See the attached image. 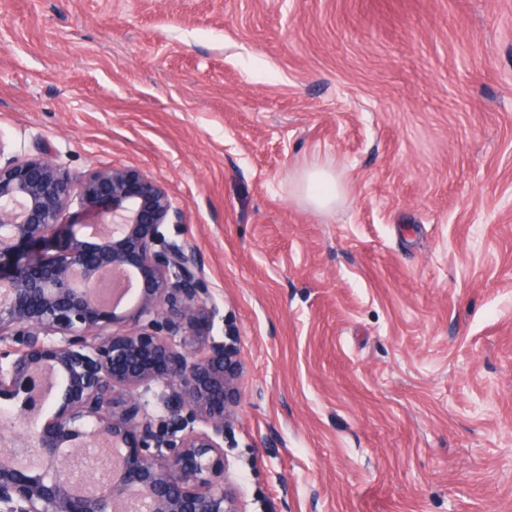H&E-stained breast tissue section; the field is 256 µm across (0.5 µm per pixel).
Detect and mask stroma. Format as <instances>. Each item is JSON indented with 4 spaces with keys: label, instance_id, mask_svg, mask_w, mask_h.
Instances as JSON below:
<instances>
[{
    "label": "stroma",
    "instance_id": "stroma-1",
    "mask_svg": "<svg viewBox=\"0 0 512 512\" xmlns=\"http://www.w3.org/2000/svg\"><path fill=\"white\" fill-rule=\"evenodd\" d=\"M0 142L166 185L249 512H512V0H0ZM301 182L305 199L314 207L328 209L336 202V177L319 162H312L303 170Z\"/></svg>",
    "mask_w": 512,
    "mask_h": 512
}]
</instances>
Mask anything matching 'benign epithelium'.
I'll use <instances>...</instances> for the list:
<instances>
[{
  "label": "benign epithelium",
  "instance_id": "obj_1",
  "mask_svg": "<svg viewBox=\"0 0 512 512\" xmlns=\"http://www.w3.org/2000/svg\"><path fill=\"white\" fill-rule=\"evenodd\" d=\"M180 219L146 173L74 178L48 147L0 165V512H116L133 491L145 512H248L224 488L242 363L199 255L163 233ZM109 272L139 289L126 312L98 299Z\"/></svg>",
  "mask_w": 512,
  "mask_h": 512
}]
</instances>
